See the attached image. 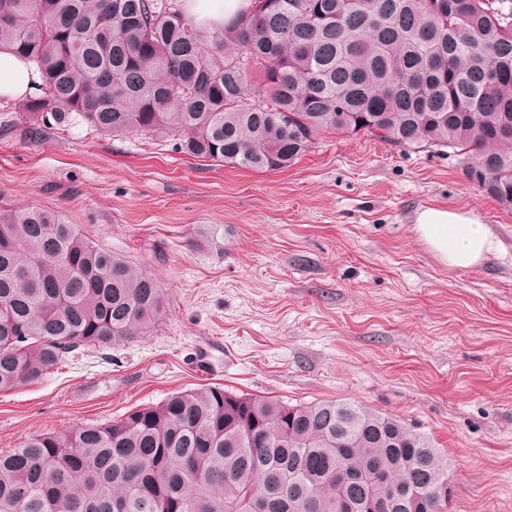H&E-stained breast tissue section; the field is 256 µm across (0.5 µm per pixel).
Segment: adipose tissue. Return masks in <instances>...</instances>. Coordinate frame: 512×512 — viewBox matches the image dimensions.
Segmentation results:
<instances>
[{"instance_id":"obj_1","label":"adipose tissue","mask_w":512,"mask_h":512,"mask_svg":"<svg viewBox=\"0 0 512 512\" xmlns=\"http://www.w3.org/2000/svg\"><path fill=\"white\" fill-rule=\"evenodd\" d=\"M40 73L10 51H0V98L25 99L38 93ZM413 230L441 265L470 271L485 265L499 250L488 227L469 211L426 207L418 211Z\"/></svg>"}]
</instances>
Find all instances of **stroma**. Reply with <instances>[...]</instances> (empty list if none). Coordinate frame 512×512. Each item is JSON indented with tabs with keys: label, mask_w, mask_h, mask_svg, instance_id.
<instances>
[{
	"label": "stroma",
	"mask_w": 512,
	"mask_h": 512,
	"mask_svg": "<svg viewBox=\"0 0 512 512\" xmlns=\"http://www.w3.org/2000/svg\"><path fill=\"white\" fill-rule=\"evenodd\" d=\"M20 206L153 274L165 313L1 392L0 452L208 385L351 399L431 433L454 471L446 512H512V210L448 152L327 134L257 172L82 122L47 134L0 100V209ZM429 206L469 210L501 253L448 270L413 231Z\"/></svg>",
	"instance_id": "obj_1"
}]
</instances>
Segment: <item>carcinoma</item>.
Wrapping results in <instances>:
<instances>
[{
  "label": "carcinoma",
  "instance_id": "carcinoma-1",
  "mask_svg": "<svg viewBox=\"0 0 512 512\" xmlns=\"http://www.w3.org/2000/svg\"><path fill=\"white\" fill-rule=\"evenodd\" d=\"M32 62L30 122L172 141L192 159L286 169L323 134L447 148L512 208V0H250L220 28L181 0H0V48ZM157 281L35 207L0 210V392L77 348L132 341ZM452 467L420 427L350 400L223 386L0 452V512H443Z\"/></svg>",
  "mask_w": 512,
  "mask_h": 512
}]
</instances>
